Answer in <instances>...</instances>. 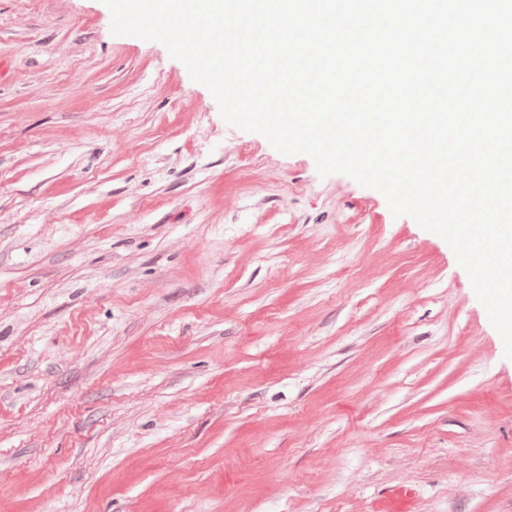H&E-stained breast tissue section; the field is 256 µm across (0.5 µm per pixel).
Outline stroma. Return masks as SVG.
<instances>
[{"instance_id": "1", "label": "stroma", "mask_w": 512, "mask_h": 512, "mask_svg": "<svg viewBox=\"0 0 512 512\" xmlns=\"http://www.w3.org/2000/svg\"><path fill=\"white\" fill-rule=\"evenodd\" d=\"M0 512H512V359L379 191L0 0Z\"/></svg>"}]
</instances>
